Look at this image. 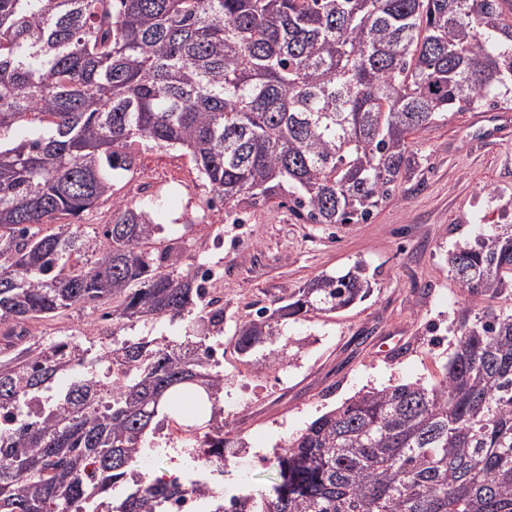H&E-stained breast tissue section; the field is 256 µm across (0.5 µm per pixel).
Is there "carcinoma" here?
<instances>
[{
    "label": "carcinoma",
    "instance_id": "cac0c4a2",
    "mask_svg": "<svg viewBox=\"0 0 512 512\" xmlns=\"http://www.w3.org/2000/svg\"><path fill=\"white\" fill-rule=\"evenodd\" d=\"M512 110V0H0V512H161L177 477L135 471L169 398L190 395L206 461L224 374L206 344L224 324L195 272L163 268L160 227L112 202L102 235L79 217L114 196L134 145L189 155L212 210L288 197L311 224H357L416 164L412 135L450 112ZM470 294L512 288V224L448 254ZM357 263L321 273L240 323L235 350L274 347L288 321L367 299ZM110 305L112 378L87 350L26 325ZM191 319L181 341L118 338ZM442 380L359 392L274 452L264 489L209 512H512V310L463 309ZM82 366L65 392L62 376Z\"/></svg>",
    "mask_w": 512,
    "mask_h": 512
}]
</instances>
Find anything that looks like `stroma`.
Wrapping results in <instances>:
<instances>
[{"label": "stroma", "mask_w": 512, "mask_h": 512, "mask_svg": "<svg viewBox=\"0 0 512 512\" xmlns=\"http://www.w3.org/2000/svg\"><path fill=\"white\" fill-rule=\"evenodd\" d=\"M469 112L415 136L418 166L394 197L358 224H309L277 202H244L229 223L206 208L209 189L190 156L145 143L136 167L116 186L117 198L147 211L170 252L167 268L216 267L210 296L224 305V490L253 491L273 475L274 451L312 420L364 388L398 382L437 384L452 351L448 328L462 308L485 307L467 294L448 254L482 229L506 223L512 199V110ZM373 273V294L339 313L289 322L276 342L287 356L278 366L260 354L241 356L237 324L321 273H346L356 263ZM101 310L71 308L31 321L42 341L68 338L97 344L91 333ZM143 473L191 480L202 460L183 456L157 438Z\"/></svg>", "instance_id": "1"}]
</instances>
